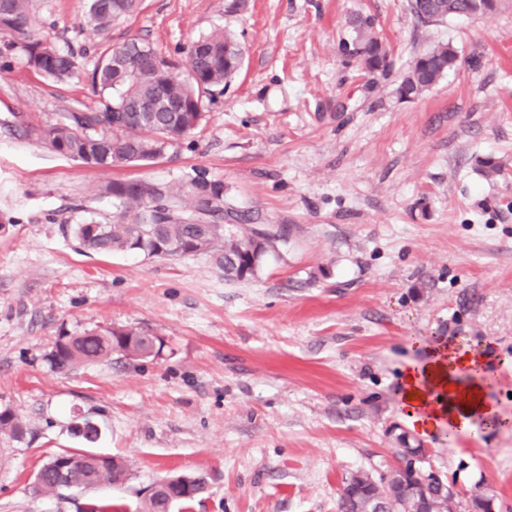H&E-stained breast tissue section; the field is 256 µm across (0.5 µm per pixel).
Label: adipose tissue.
Instances as JSON below:
<instances>
[{"mask_svg":"<svg viewBox=\"0 0 512 512\" xmlns=\"http://www.w3.org/2000/svg\"><path fill=\"white\" fill-rule=\"evenodd\" d=\"M485 355L439 348L424 365H413L403 374L401 403L409 422L421 431L445 425L467 430L472 414L492 415L483 386L488 381Z\"/></svg>","mask_w":512,"mask_h":512,"instance_id":"ef3b65f1","label":"adipose tissue"}]
</instances>
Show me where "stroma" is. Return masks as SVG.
Segmentation results:
<instances>
[{
    "instance_id": "1",
    "label": "stroma",
    "mask_w": 512,
    "mask_h": 512,
    "mask_svg": "<svg viewBox=\"0 0 512 512\" xmlns=\"http://www.w3.org/2000/svg\"><path fill=\"white\" fill-rule=\"evenodd\" d=\"M88 0H31L36 39L93 65L140 38L162 51L222 28L240 70L191 147L101 170L12 131L102 98L88 76L53 82L10 53L0 69V512H78L90 499L140 512L153 483L202 473L206 491L172 512H337L346 480L397 465L399 435L454 483L512 512V0L487 15L424 25L408 0H142L99 34ZM372 17L392 66L370 75L343 47ZM438 43L456 68L421 96L396 89ZM502 168L486 176L482 162ZM206 172L224 204L287 227L290 247L256 278L225 280L204 255L79 250L62 227L108 222L113 180L175 185ZM105 326L159 335L157 358L113 355L71 371L47 355L62 334ZM443 343L476 349L495 376L464 433L413 430L398 404L408 363ZM100 436L88 442L74 423ZM125 459L121 485L41 493L50 457Z\"/></svg>"
}]
</instances>
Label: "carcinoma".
Returning a JSON list of instances; mask_svg holds the SVG:
<instances>
[{
	"instance_id": "cac0c4a2",
	"label": "carcinoma",
	"mask_w": 512,
	"mask_h": 512,
	"mask_svg": "<svg viewBox=\"0 0 512 512\" xmlns=\"http://www.w3.org/2000/svg\"><path fill=\"white\" fill-rule=\"evenodd\" d=\"M30 0H0V34L26 55L27 64L55 82L78 78L82 69L77 55L32 37ZM141 0H110L102 11L98 0H90L86 26L92 33L139 9ZM476 0H410V9L423 24L447 18L474 16ZM354 29L346 54L361 61L369 74L385 73L389 51L375 35L374 23L361 16L350 20ZM139 39L104 49L93 64L89 78L107 95L99 112H71L45 127L21 124L53 152L108 170L130 164H145L177 150L201 123L215 91L224 90L239 70L243 53L235 37L222 29L194 41L186 56L180 51L162 54ZM458 61L450 44H437L418 57L402 76L397 92L411 99L420 96L453 70ZM112 198V221L94 219L69 225L78 244L97 253L137 252L147 257H191L207 254L229 281L255 277L267 258L288 252V235H263L241 217L240 224L224 223V183L197 172L176 186L149 185L139 181L114 180L103 188ZM163 350L160 337L146 332L106 327L83 335L63 334L57 338L47 359L59 371L80 363L108 360L114 353L136 359L158 357ZM0 433L18 437L22 423L13 411H0ZM37 484L40 491H58V475L52 460ZM76 484L93 488L118 485L129 478L125 463L92 455L74 463ZM181 487L157 483L145 500V512H168L173 494L189 489L197 492L206 480L201 475H179ZM431 502L417 505L402 481L360 487L356 477L346 481L339 496V512H455V502L438 491Z\"/></svg>"
}]
</instances>
